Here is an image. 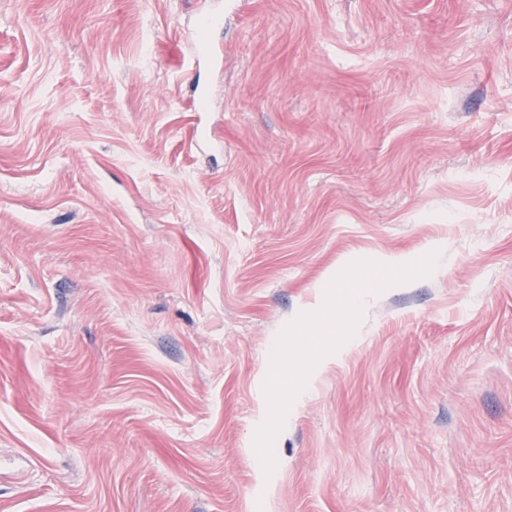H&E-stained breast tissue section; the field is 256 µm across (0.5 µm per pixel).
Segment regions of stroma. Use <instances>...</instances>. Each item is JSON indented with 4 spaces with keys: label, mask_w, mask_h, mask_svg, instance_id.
Here are the masks:
<instances>
[{
    "label": "stroma",
    "mask_w": 512,
    "mask_h": 512,
    "mask_svg": "<svg viewBox=\"0 0 512 512\" xmlns=\"http://www.w3.org/2000/svg\"><path fill=\"white\" fill-rule=\"evenodd\" d=\"M213 2L0 0V512H512V0ZM431 244L264 477L279 330Z\"/></svg>",
    "instance_id": "35a3bbf8"
}]
</instances>
